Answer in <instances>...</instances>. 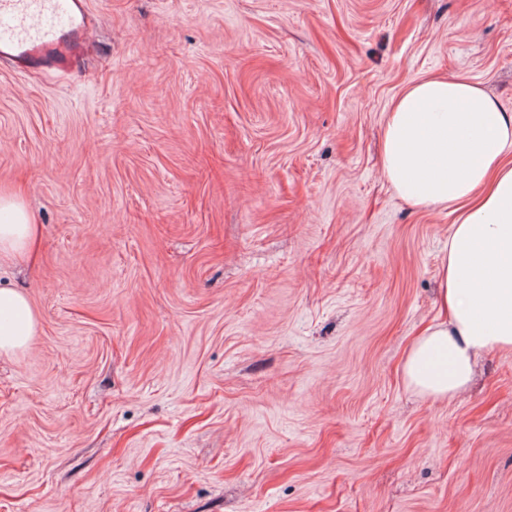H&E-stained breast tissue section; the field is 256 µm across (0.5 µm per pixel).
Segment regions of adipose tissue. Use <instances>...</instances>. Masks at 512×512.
Here are the masks:
<instances>
[{
    "label": "adipose tissue",
    "mask_w": 512,
    "mask_h": 512,
    "mask_svg": "<svg viewBox=\"0 0 512 512\" xmlns=\"http://www.w3.org/2000/svg\"><path fill=\"white\" fill-rule=\"evenodd\" d=\"M381 168L407 204L455 214L437 290L444 316L402 363L409 388L445 399L466 389L483 351H512V113L469 80L412 81L387 110ZM37 236L24 198L0 189V268L27 261ZM37 324L14 279L0 280V355L27 348Z\"/></svg>",
    "instance_id": "adipose-tissue-1"
}]
</instances>
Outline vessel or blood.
Segmentation results:
<instances>
[{"label": "vessel or blood", "instance_id": "obj_1", "mask_svg": "<svg viewBox=\"0 0 512 512\" xmlns=\"http://www.w3.org/2000/svg\"><path fill=\"white\" fill-rule=\"evenodd\" d=\"M87 0H0V58L63 69L88 37Z\"/></svg>", "mask_w": 512, "mask_h": 512}]
</instances>
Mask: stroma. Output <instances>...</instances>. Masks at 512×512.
Returning <instances> with one entry per match:
<instances>
[{"mask_svg": "<svg viewBox=\"0 0 512 512\" xmlns=\"http://www.w3.org/2000/svg\"><path fill=\"white\" fill-rule=\"evenodd\" d=\"M88 7L69 72L0 60V188L41 226L0 512H512V352L406 387L454 216L379 162L412 80L512 112V0Z\"/></svg>", "mask_w": 512, "mask_h": 512, "instance_id": "35a3bbf8", "label": "stroma"}]
</instances>
